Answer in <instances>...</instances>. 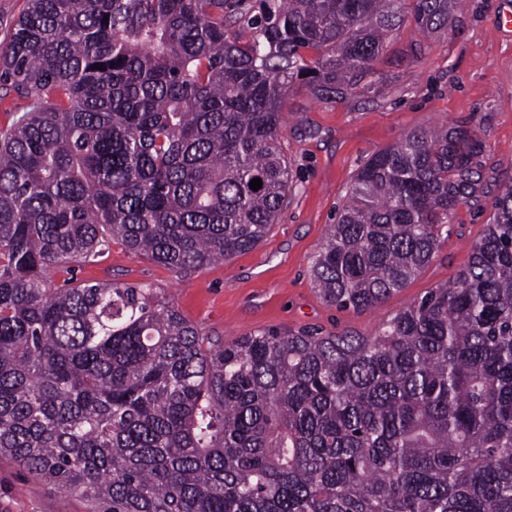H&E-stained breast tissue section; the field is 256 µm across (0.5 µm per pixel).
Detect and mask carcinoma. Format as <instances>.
Returning <instances> with one entry per match:
<instances>
[{
	"label": "carcinoma",
	"mask_w": 512,
	"mask_h": 512,
	"mask_svg": "<svg viewBox=\"0 0 512 512\" xmlns=\"http://www.w3.org/2000/svg\"><path fill=\"white\" fill-rule=\"evenodd\" d=\"M452 3L26 0L0 44V101H27L0 131V458L91 512H512L511 183L456 278L372 336L225 344L159 288L47 277L114 238L178 271L255 248L291 189V86L354 92ZM483 153L444 125L373 154L313 259L325 301L416 279Z\"/></svg>",
	"instance_id": "1"
}]
</instances>
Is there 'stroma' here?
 Instances as JSON below:
<instances>
[{"instance_id":"35a3bbf8","label":"stroma","mask_w":512,"mask_h":512,"mask_svg":"<svg viewBox=\"0 0 512 512\" xmlns=\"http://www.w3.org/2000/svg\"><path fill=\"white\" fill-rule=\"evenodd\" d=\"M512 0H454L448 23L417 30L405 20L374 66L369 94L316 101L291 88L279 140L293 187L276 224L253 250L191 272L171 270L120 240L89 262L59 265L53 286L119 281L151 284L211 337L228 342L266 331L374 334L431 288L452 282L468 249L493 220L502 185L512 182V33L500 31ZM443 123L475 129L485 144L487 180L477 204L462 203L430 264L380 307L366 312L326 303L310 275L313 256L346 199L357 169L408 132ZM7 458L0 459V512H88Z\"/></svg>"}]
</instances>
